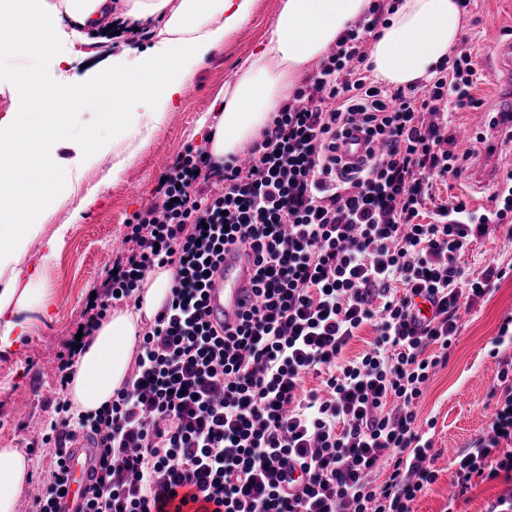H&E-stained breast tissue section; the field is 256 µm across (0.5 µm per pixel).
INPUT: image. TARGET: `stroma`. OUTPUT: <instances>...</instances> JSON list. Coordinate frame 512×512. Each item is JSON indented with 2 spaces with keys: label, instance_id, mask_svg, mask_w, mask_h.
<instances>
[{
  "label": "stroma",
  "instance_id": "stroma-1",
  "mask_svg": "<svg viewBox=\"0 0 512 512\" xmlns=\"http://www.w3.org/2000/svg\"><path fill=\"white\" fill-rule=\"evenodd\" d=\"M282 0H256L253 14L223 47L199 69L192 89L171 109L165 122L147 145L131 148L113 144L112 123L97 101L87 100L71 137L97 139L103 148L81 171L70 192L61 197L45 228L53 234L60 225L68 230L55 254H47L41 244H33L20 267L19 284L40 274L48 288L46 315H34L27 336L0 352V448H28L40 440L56 414L52 402L56 386L57 355L80 321L92 292L100 290L114 260L113 244L128 232L137 214L155 199L160 176L179 151L201 150L205 140L196 132L199 119L210 110L217 93L232 80L241 64L262 46L274 24ZM463 30L459 48L470 50L481 66V76L473 90L487 109H494L504 80L502 46L512 39V0H471L462 13ZM117 42L101 44L98 54H89L86 45L57 35L40 57L0 56V76L16 82L22 70L35 71L43 88H51L62 77L82 78L100 61L119 54ZM450 128L456 150L470 153L471 163L485 160L486 143L496 145L498 179L512 172V141L504 130L475 123L470 112L450 114ZM135 156L120 174L112 166L127 151ZM91 204H84L87 194ZM432 198L422 215L431 217L443 204L461 199L471 209L493 208L492 187L475 183L470 174L435 182ZM512 266V242L496 231L470 244L460 263L474 271L489 262ZM512 315V276L498 281L483 301L463 313L459 337L449 352L446 366L438 368L419 404L420 419H434L432 452L437 478L418 493L412 512H444L454 475L456 452L467 447L473 436L486 427L491 412L488 394L497 383L498 366L489 355L505 317Z\"/></svg>",
  "mask_w": 512,
  "mask_h": 512
}]
</instances>
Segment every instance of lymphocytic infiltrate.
Here are the masks:
<instances>
[{
	"instance_id": "obj_1",
	"label": "lymphocytic infiltrate",
	"mask_w": 512,
	"mask_h": 512,
	"mask_svg": "<svg viewBox=\"0 0 512 512\" xmlns=\"http://www.w3.org/2000/svg\"><path fill=\"white\" fill-rule=\"evenodd\" d=\"M384 9L371 0L247 158L216 167L199 150L177 156L123 237L84 329L111 307L139 305L155 269L173 267L170 295L145 321L109 405L86 415L56 400L41 438L53 458L31 512H60L77 436L92 484L76 512H164L177 491L181 504L214 512H412L435 481L416 404L457 341L462 301L508 275L495 264L468 273L458 260L473 235L502 227L512 240V175L493 192V210L460 200L420 223L434 181L466 169L439 105L481 107L479 64L463 51L424 84H376L366 44ZM353 129L376 149L348 169L340 142ZM229 244L255 262L254 302L232 329L212 323L207 295ZM419 296L430 315L419 316ZM366 326L369 348L345 358ZM490 355L493 413L454 460L452 504L480 482L512 477V316ZM309 375L319 388L304 389ZM378 469L387 477L377 485Z\"/></svg>"
}]
</instances>
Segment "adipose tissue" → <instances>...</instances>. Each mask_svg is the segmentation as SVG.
Segmentation results:
<instances>
[{
	"mask_svg": "<svg viewBox=\"0 0 512 512\" xmlns=\"http://www.w3.org/2000/svg\"><path fill=\"white\" fill-rule=\"evenodd\" d=\"M370 0H284L267 42L249 56L217 99L216 122L201 118L207 153L213 164L260 140L273 115L288 99L305 67L321 57ZM254 0H0V15L15 18L14 48L32 55L53 36L71 28L86 44L110 41L115 32L154 24L153 45L126 49L111 65L98 68L85 82L59 81L53 95L61 111H33L28 87L34 73L22 76L13 91V108L0 115V350L27 335L29 325L15 313L41 310L48 294L41 277L19 285L16 271L33 242L56 251L59 235L45 236L58 195L69 191L81 169L99 152L86 138L73 146L75 156L57 167L23 163L30 137L47 133L66 140L87 99L100 101L112 122L113 140L142 136L159 128L172 104L191 84L199 67L250 18ZM463 26L457 0H401L373 40L369 61L377 81L403 87L428 80L451 56ZM131 100L146 102L143 112L125 111ZM173 271L151 273L141 309L112 311L86 342L67 394L82 413H95L109 402L129 376L142 318L153 317L170 294ZM32 474L30 459L19 449L0 448V512H17Z\"/></svg>",
	"mask_w": 512,
	"mask_h": 512,
	"instance_id": "adipose-tissue-1",
	"label": "adipose tissue"
}]
</instances>
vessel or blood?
Returning <instances> with one entry per match:
<instances>
[{"instance_id": "vessel-or-blood-1", "label": "vessel or blood", "mask_w": 512, "mask_h": 512, "mask_svg": "<svg viewBox=\"0 0 512 512\" xmlns=\"http://www.w3.org/2000/svg\"><path fill=\"white\" fill-rule=\"evenodd\" d=\"M253 259L245 250L229 246L224 250V266L214 275L208 289L211 318L225 326H236L241 313L249 307L253 293ZM72 488L66 502L75 505L80 501L82 489L89 484L90 462L88 451L82 443H75L68 450L67 460Z\"/></svg>"}]
</instances>
